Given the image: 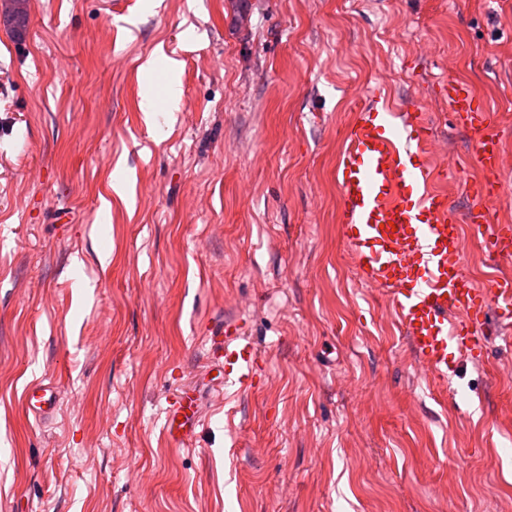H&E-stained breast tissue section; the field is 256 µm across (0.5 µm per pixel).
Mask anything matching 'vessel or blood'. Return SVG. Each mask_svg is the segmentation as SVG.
Wrapping results in <instances>:
<instances>
[{"mask_svg": "<svg viewBox=\"0 0 512 512\" xmlns=\"http://www.w3.org/2000/svg\"><path fill=\"white\" fill-rule=\"evenodd\" d=\"M440 87L456 126L472 141L480 171L467 183L464 214H457L436 186L425 113L395 104L377 87L356 109L336 182L338 222L361 280L382 292L416 360L444 386L456 360L479 365L493 340L512 343V279L496 276L488 287H477L463 260L469 232L490 260H512V224L498 221L492 209L503 193V144L512 133L498 109L467 82L448 77ZM212 358L223 383L241 391L254 387L261 356L238 324L225 325ZM58 402V392L41 381L28 385L22 399L25 412L42 418L51 416ZM198 413L192 389L169 392L165 431L173 445L188 446Z\"/></svg>", "mask_w": 512, "mask_h": 512, "instance_id": "b4317fda", "label": "vessel or blood"}]
</instances>
